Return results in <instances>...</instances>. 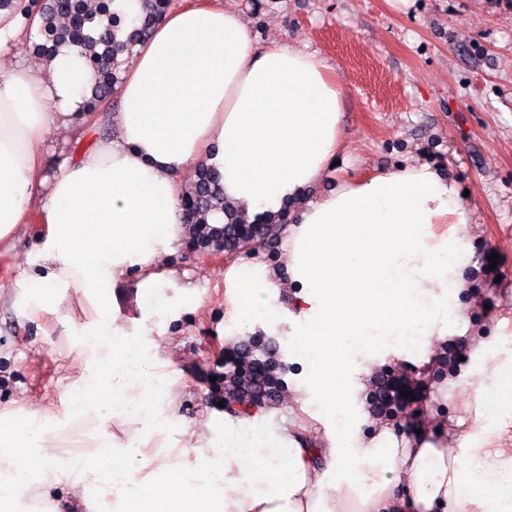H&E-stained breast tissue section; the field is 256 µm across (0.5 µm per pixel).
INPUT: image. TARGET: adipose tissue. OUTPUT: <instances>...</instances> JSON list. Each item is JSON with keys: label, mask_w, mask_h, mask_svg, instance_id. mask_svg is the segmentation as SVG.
Returning a JSON list of instances; mask_svg holds the SVG:
<instances>
[{"label": "adipose tissue", "mask_w": 512, "mask_h": 512, "mask_svg": "<svg viewBox=\"0 0 512 512\" xmlns=\"http://www.w3.org/2000/svg\"><path fill=\"white\" fill-rule=\"evenodd\" d=\"M91 71L78 49L48 67L0 70V240L39 206L49 270L29 278L33 312L62 314L84 368L69 387L71 416L98 421L99 458L63 456L56 417L32 410L21 429L0 430V500L52 482L85 492L94 481L117 494L119 512H512V448L400 446L389 431L359 436L360 386L345 384L356 355L385 347L430 355L448 334V291L463 286L470 209L457 187L426 163L367 178L342 177L312 191L345 147L343 91L325 60L297 46L259 47L238 12L170 11L134 48L118 89L116 137L39 176L53 126L89 123ZM216 168L228 218L293 208L283 228L282 270L254 260L229 268L235 334L284 321L283 288H297L295 350L308 366L290 391L301 412L335 424L327 448L275 433L260 415L210 423L200 445L182 444L170 383L157 372L159 346L145 320L126 322L112 288L138 269L140 300L166 318L178 303L163 288L167 259L197 232L184 214L178 176ZM452 224L435 235L434 225ZM83 316L62 312L67 294ZM115 425V439L104 428ZM162 442L156 478L138 472ZM326 456L327 469L314 464ZM335 482H328V474Z\"/></svg>", "instance_id": "1"}]
</instances>
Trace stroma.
Masks as SVG:
<instances>
[{
  "label": "stroma",
  "instance_id": "stroma-1",
  "mask_svg": "<svg viewBox=\"0 0 512 512\" xmlns=\"http://www.w3.org/2000/svg\"><path fill=\"white\" fill-rule=\"evenodd\" d=\"M184 5L221 6L245 18L259 45L286 42L317 54L331 66L344 91L346 149L339 167L357 178L413 161L440 169L467 194L472 222L464 231L469 267L457 297L465 308V360L454 367L421 362L417 350L388 354L370 373L372 386L385 372L424 381L427 402L411 406L389 424L401 445L429 442L455 448L472 437L481 448H512V417L490 414L487 398L500 368L512 365V0H180ZM117 98L97 110L95 134L80 123L52 129L41 173L52 177L65 159L76 158L94 138L115 135ZM46 227L38 218L0 241V420L38 405L60 417L62 430L79 427L92 439L94 425L67 418L66 388L82 373V358L67 344L69 329L56 316L28 312L20 297L26 279L43 273L38 260ZM497 264H490L491 255ZM261 257L276 266L280 243L242 247L232 255L195 249L183 240L169 264L183 297L174 319L150 322L160 348L173 356L160 371L174 383L184 442L208 436L216 414L235 421L238 405L216 411L208 397L214 363L244 342L229 336L224 274L231 262ZM281 365L283 394L257 406L273 414L296 438L333 435L332 425L297 416L287 388L307 369L294 350L289 324L270 332ZM110 512L114 498L88 487L74 500L66 483L46 499L25 493V512Z\"/></svg>",
  "mask_w": 512,
  "mask_h": 512
}]
</instances>
